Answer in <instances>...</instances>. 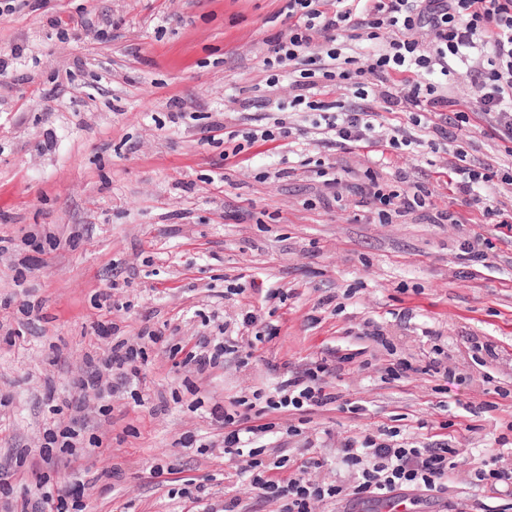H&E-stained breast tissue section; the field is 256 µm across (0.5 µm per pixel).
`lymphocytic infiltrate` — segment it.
<instances>
[{"instance_id":"lymphocytic-infiltrate-1","label":"lymphocytic infiltrate","mask_w":512,"mask_h":512,"mask_svg":"<svg viewBox=\"0 0 512 512\" xmlns=\"http://www.w3.org/2000/svg\"><path fill=\"white\" fill-rule=\"evenodd\" d=\"M283 11L287 28L264 42L265 105L273 104L281 83H289L294 105L317 113L314 127L322 131L325 144L347 154H401L423 143V132L429 135L424 142L428 147L453 144L456 193L479 206L484 223L512 224V202L486 193L495 181L512 186V168L473 164L462 146L464 136L479 129L497 137L512 156V0H286ZM462 78L477 89V105L449 94V81ZM339 84L350 88L357 105L320 99L322 89ZM384 112L406 117L404 126L385 139L376 135ZM226 127V121L213 120L203 128L202 141L213 143L217 133H225L223 157L230 167L256 142L288 133L280 118L241 141ZM355 194L358 206L381 224L425 210L432 211L436 224L463 221L456 211L435 209L426 185L393 184L378 168L363 170ZM241 328L250 332V340L203 337L188 353L176 345L167 352L202 377L228 357L247 363L257 344L277 335L251 310ZM98 330L110 337L109 348L103 356L87 358L83 373L72 379L71 394L53 408L57 414L68 412V422L46 429L38 450L46 464L69 467V488H55L42 478L24 496L15 497L13 478L29 455L28 449H20L13 461L0 466V512H85L79 499L85 464L103 453L102 438L92 433L96 418L107 415L116 393L141 382L147 343L162 341L161 333L149 328L139 342L123 336L116 325L104 323ZM352 361L349 354L337 356L332 364L317 359L302 370L283 372L271 391L241 398L236 411L214 412L224 430V456L235 461L243 478L225 493L224 512H242L247 496L277 505V512H318L331 501L352 504L358 512H384L393 502L420 493L442 498L452 475L512 498L511 460L499 455L470 461L446 435L422 448L370 433L344 439L336 458L351 474L331 483L319 480L323 461L314 453L267 455L261 438L283 432L302 435L312 414L331 404L353 410V403L341 400L328 382L336 364ZM89 392L99 401L97 411L87 406ZM284 416L289 419L285 428L279 425Z\"/></svg>"}]
</instances>
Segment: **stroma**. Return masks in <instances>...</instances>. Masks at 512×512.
<instances>
[{
	"instance_id": "obj_1",
	"label": "stroma",
	"mask_w": 512,
	"mask_h": 512,
	"mask_svg": "<svg viewBox=\"0 0 512 512\" xmlns=\"http://www.w3.org/2000/svg\"><path fill=\"white\" fill-rule=\"evenodd\" d=\"M283 0H25L0 19V47L15 48L0 76V326L15 345L0 344V461L34 448L59 423L48 394L64 397L87 355L103 353L97 322L119 324L137 339L149 326L166 328L169 344L192 347L216 336L217 322L235 324L248 309L277 326L248 365L225 360L207 381L205 405L194 408L164 350L148 351L147 378L112 400L93 432L106 445L85 485L90 512H189L178 483L148 478L150 467L187 470L203 479L206 497L222 512L235 482L211 405L271 389L275 367L300 370L314 357L360 349L364 320L379 322L401 357L438 374L382 382L390 360L346 367L332 384L343 399L363 401L358 414L314 415L304 436L285 440L286 452L313 440L325 460L319 475L333 481L343 469L340 441L361 431L399 428L405 441L426 444L439 423L452 424L464 454L512 433V232L480 214L447 186L451 147H416L389 156L385 169L433 192L436 207L464 217L432 224L414 214L395 224L365 220L354 206L306 209L315 194L312 158L365 168L363 157L316 141L313 113L293 106L281 87L278 117L292 134L242 154L225 168L223 149L200 141L199 129L173 122L176 106L203 118L223 111L233 96L254 98L264 86L262 41L283 30ZM92 13L109 31L61 41L51 18ZM227 181H218L219 173ZM238 211L237 220L225 219ZM55 238L33 250L29 232ZM481 234L490 246L482 265L459 257L461 243ZM113 289L118 308L100 309ZM277 288L284 301H265ZM38 305L33 318L22 302ZM497 346L495 357L481 343ZM496 402L482 411L484 402ZM195 447H181L185 436Z\"/></svg>"
}]
</instances>
